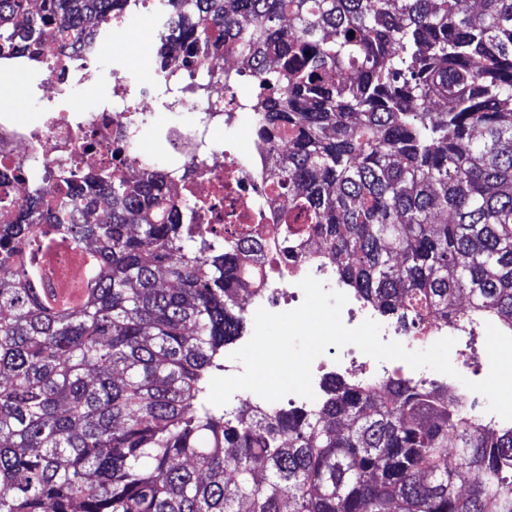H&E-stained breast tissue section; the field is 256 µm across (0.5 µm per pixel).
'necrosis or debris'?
Here are the masks:
<instances>
[{
    "mask_svg": "<svg viewBox=\"0 0 512 512\" xmlns=\"http://www.w3.org/2000/svg\"><path fill=\"white\" fill-rule=\"evenodd\" d=\"M100 68L96 55L85 50L62 55L48 52L38 80V99L44 104L39 123H27L10 111L0 113L1 221L15 219L44 168L72 166L79 172L112 169L121 173L129 161L143 160L142 130L154 122V90L160 71L186 83L206 77L205 72L185 69L171 60L160 64L145 59L135 77L125 66H116L111 96L89 108L82 103V85ZM241 105L235 86L220 82L196 96L170 98L165 106L170 118L157 124L172 158L166 200L183 210L185 223L216 231L227 224H244L250 237L269 244L286 205L285 198L273 189L270 167L275 157L287 154L288 142L263 140L252 113L242 111ZM242 136L248 139L244 149L237 143ZM304 250L305 257L272 268L252 264L251 291L243 300L246 317H253L261 307L272 312L283 303L298 307L304 298L299 283L311 275L326 288L346 293L348 302L341 318L347 327H357L368 318L381 321L383 340L399 341L413 351L445 336H477L484 329L475 319L464 325L434 318L420 333L407 336L397 323L382 321L359 293L345 288L317 238H309ZM90 252L87 245L80 249L60 245L47 253L43 258L45 288H56L64 280L73 284L83 280L81 259ZM396 369L395 362H376L355 346H331L313 364V387L322 392L325 379L334 376L380 380Z\"/></svg>",
    "mask_w": 512,
    "mask_h": 512,
    "instance_id": "4bbe7bcc",
    "label": "necrosis or debris"
}]
</instances>
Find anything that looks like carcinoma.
<instances>
[{
	"mask_svg": "<svg viewBox=\"0 0 512 512\" xmlns=\"http://www.w3.org/2000/svg\"><path fill=\"white\" fill-rule=\"evenodd\" d=\"M127 0H0V49L42 62L96 45ZM154 53L232 52L260 136L288 138L283 261L321 239L336 274L406 332L431 317L512 322V0H168ZM59 169L0 222V512H512V429L448 387L328 380L314 410L206 382L246 326L239 254L180 223L159 168ZM104 207L106 223L86 216ZM93 249L75 303L42 279L53 240ZM480 480L458 488L465 472Z\"/></svg>",
	"mask_w": 512,
	"mask_h": 512,
	"instance_id": "carcinoma-1",
	"label": "carcinoma"
}]
</instances>
